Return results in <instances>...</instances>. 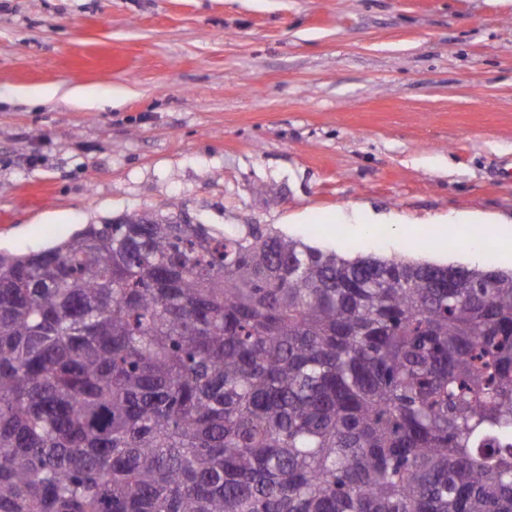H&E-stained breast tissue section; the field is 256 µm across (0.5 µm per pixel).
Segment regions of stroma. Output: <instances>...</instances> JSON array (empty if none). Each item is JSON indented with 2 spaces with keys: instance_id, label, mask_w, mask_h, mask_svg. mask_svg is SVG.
<instances>
[{
  "instance_id": "obj_1",
  "label": "stroma",
  "mask_w": 512,
  "mask_h": 512,
  "mask_svg": "<svg viewBox=\"0 0 512 512\" xmlns=\"http://www.w3.org/2000/svg\"><path fill=\"white\" fill-rule=\"evenodd\" d=\"M173 202L512 269L466 243L512 220V0H0V252Z\"/></svg>"
}]
</instances>
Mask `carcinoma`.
Returning a JSON list of instances; mask_svg holds the SVG:
<instances>
[{"mask_svg": "<svg viewBox=\"0 0 512 512\" xmlns=\"http://www.w3.org/2000/svg\"><path fill=\"white\" fill-rule=\"evenodd\" d=\"M0 512H512V270L151 212L0 254Z\"/></svg>", "mask_w": 512, "mask_h": 512, "instance_id": "1", "label": "carcinoma"}]
</instances>
